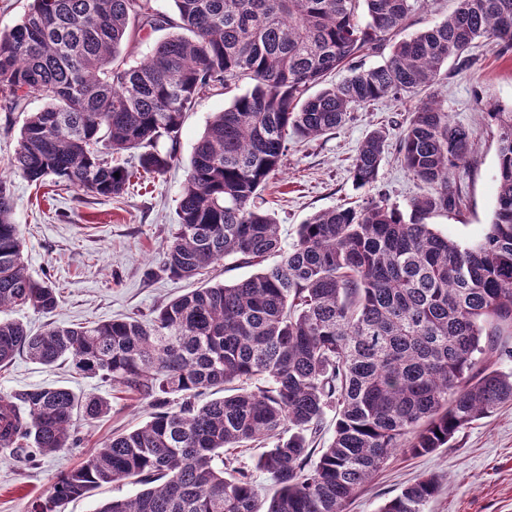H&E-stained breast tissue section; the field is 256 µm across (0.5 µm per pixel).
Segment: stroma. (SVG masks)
<instances>
[{
	"label": "stroma",
	"mask_w": 512,
	"mask_h": 512,
	"mask_svg": "<svg viewBox=\"0 0 512 512\" xmlns=\"http://www.w3.org/2000/svg\"><path fill=\"white\" fill-rule=\"evenodd\" d=\"M471 53L477 59L471 70L459 73L445 65L437 85L442 108L475 136L466 171L450 178L462 193L461 209L431 218L434 230L462 244L475 242L486 231L496 203L499 132L487 112L493 105L512 109V54L498 55L482 42ZM250 87L244 80L237 87L201 95L185 117L171 168L160 177L132 179L124 194L112 198L77 192L50 179L37 186L14 172L10 160L25 114L40 110L42 103L31 100L22 112L0 110V176L11 185L23 258L34 278L50 279L60 292L54 313L42 315L24 307L13 310L12 318L36 333L52 325L148 319L170 300L205 283L231 285L252 275L253 267L234 257L189 280L172 278L160 268V254L178 228L179 191L195 144L211 117ZM409 106V99L385 98L355 109L330 134L290 142L277 175L261 193L283 243H292L299 224L322 210L382 197L406 213L414 198L429 193V186L413 179L396 159ZM375 130L386 133L384 159L374 186L359 188L350 175L351 163L361 142ZM37 386L92 393L105 399L109 410L97 419H76L75 447L30 460L0 454V512H32L33 502L46 497L60 472L84 461L112 433L138 427L151 413L148 401L122 392L113 382L75 374L66 363L48 368L20 354L0 369L1 392ZM430 474L442 476L448 487L428 503L427 512H512V404L466 426L448 447L434 453H395L347 512H379L406 485Z\"/></svg>",
	"instance_id": "1"
}]
</instances>
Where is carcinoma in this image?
<instances>
[{
    "instance_id": "carcinoma-1",
    "label": "carcinoma",
    "mask_w": 512,
    "mask_h": 512,
    "mask_svg": "<svg viewBox=\"0 0 512 512\" xmlns=\"http://www.w3.org/2000/svg\"><path fill=\"white\" fill-rule=\"evenodd\" d=\"M31 0L0 31V100L6 112L44 101L19 130L10 162L32 183L53 176L95 196L123 194L137 174L160 177L176 158L187 112L215 86L253 87L217 112L198 139L178 197V230L160 266L192 278L224 257L280 262L232 285L184 293L150 319L52 326L33 334L0 318V369L18 353L53 367L110 379L150 401L143 425L112 434L78 467L60 473L33 512H58L104 484L146 486L98 512H346L396 452L427 455L470 423L512 402V371L499 368L512 336V111L493 109L499 187L491 224L469 247L429 219L461 207L450 177L466 167L472 132L452 122L434 86L452 59L470 70L482 40L512 51V0H456L451 16L378 52L426 0ZM172 33L142 62L130 38ZM338 69L348 75L327 86ZM318 86L320 90L309 94ZM392 97L416 100L398 161L433 188L404 214L385 199L338 206L299 225L283 245L256 199L292 138L326 135L356 108ZM385 134L371 132L350 169L371 187ZM133 152L137 169L112 164ZM0 177V310L59 304L53 283L33 278ZM233 394L203 404L199 397ZM181 399L170 406V397ZM335 407V433L313 459L309 437ZM108 402L63 387L0 393V448L42 454L73 446L74 420L97 419ZM272 443L258 467L275 485L262 501L224 450ZM443 486L429 475L380 512H426Z\"/></svg>"
}]
</instances>
